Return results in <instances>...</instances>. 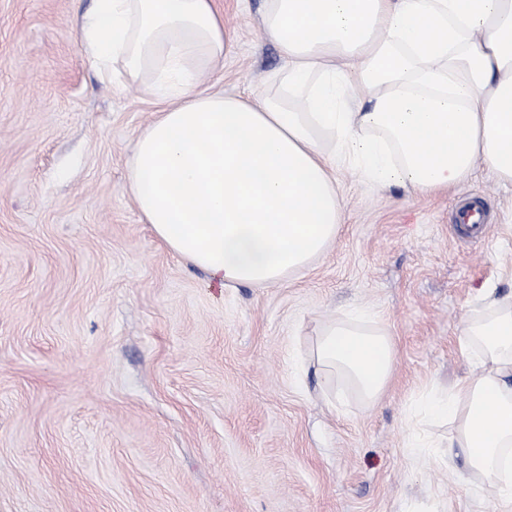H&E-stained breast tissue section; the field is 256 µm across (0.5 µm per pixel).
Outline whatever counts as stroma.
<instances>
[{"label": "stroma", "instance_id": "stroma-1", "mask_svg": "<svg viewBox=\"0 0 512 512\" xmlns=\"http://www.w3.org/2000/svg\"><path fill=\"white\" fill-rule=\"evenodd\" d=\"M92 0H0V512H512L413 424L464 378L458 339L486 282L512 291V184L484 166L412 197L338 167L328 255L267 288L217 291L144 224L127 164L157 103L102 81ZM266 0H217L233 41L215 90L260 96L286 61ZM475 202L487 222H455ZM360 308L396 342L380 402L330 407L297 332Z\"/></svg>", "mask_w": 512, "mask_h": 512}]
</instances>
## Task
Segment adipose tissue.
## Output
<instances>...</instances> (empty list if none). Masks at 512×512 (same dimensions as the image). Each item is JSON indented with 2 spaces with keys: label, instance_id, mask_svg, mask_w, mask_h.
<instances>
[{
  "label": "adipose tissue",
  "instance_id": "1",
  "mask_svg": "<svg viewBox=\"0 0 512 512\" xmlns=\"http://www.w3.org/2000/svg\"><path fill=\"white\" fill-rule=\"evenodd\" d=\"M78 34L103 78L159 104L136 138L129 192L155 238L208 287H267L326 255L343 222L336 166L406 195L476 165L512 184V0H266L286 68L262 97L203 89L231 33L216 0H94ZM459 348L469 374L422 414L452 420L449 458L512 500V293L488 283ZM383 320L358 310L307 338L337 401L365 408L393 374Z\"/></svg>",
  "mask_w": 512,
  "mask_h": 512
}]
</instances>
